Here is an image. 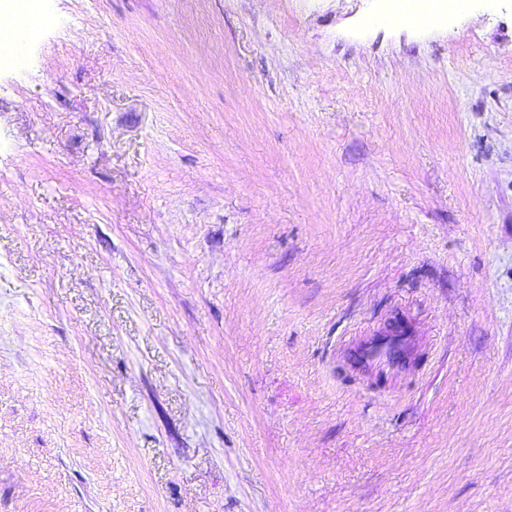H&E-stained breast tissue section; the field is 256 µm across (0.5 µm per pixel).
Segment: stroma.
Returning a JSON list of instances; mask_svg holds the SVG:
<instances>
[{"mask_svg":"<svg viewBox=\"0 0 512 512\" xmlns=\"http://www.w3.org/2000/svg\"><path fill=\"white\" fill-rule=\"evenodd\" d=\"M40 0L0 60V512H512V0ZM400 318L413 371L344 355Z\"/></svg>","mask_w":512,"mask_h":512,"instance_id":"obj_1","label":"stroma"}]
</instances>
